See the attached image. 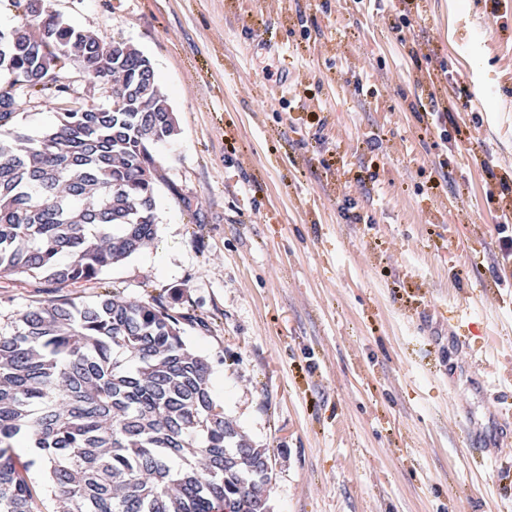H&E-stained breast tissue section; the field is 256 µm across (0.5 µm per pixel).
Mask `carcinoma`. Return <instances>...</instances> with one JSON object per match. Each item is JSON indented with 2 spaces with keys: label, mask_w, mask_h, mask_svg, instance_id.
<instances>
[{
  "label": "carcinoma",
  "mask_w": 512,
  "mask_h": 512,
  "mask_svg": "<svg viewBox=\"0 0 512 512\" xmlns=\"http://www.w3.org/2000/svg\"><path fill=\"white\" fill-rule=\"evenodd\" d=\"M22 22L0 30V273L58 289L98 281L156 237L152 146L178 134L152 63L137 47L77 30L37 0H12ZM116 93L102 112L70 98L62 70ZM39 97L56 123L31 138L14 127ZM162 298L105 292L24 311L0 334V512H270L269 450L224 415L206 357ZM24 448L22 460L16 449ZM44 476L39 492L32 468Z\"/></svg>",
  "instance_id": "carcinoma-1"
}]
</instances>
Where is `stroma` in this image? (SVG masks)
Masks as SVG:
<instances>
[{"mask_svg": "<svg viewBox=\"0 0 512 512\" xmlns=\"http://www.w3.org/2000/svg\"><path fill=\"white\" fill-rule=\"evenodd\" d=\"M137 45L178 135L152 149L154 242L106 276L178 291L225 414L273 460L272 512H512L509 461L473 467L460 408L489 401L448 341L465 319L512 417V0H53ZM465 98L456 145L417 103ZM0 276V331L54 299Z\"/></svg>", "mask_w": 512, "mask_h": 512, "instance_id": "obj_1", "label": "stroma"}]
</instances>
